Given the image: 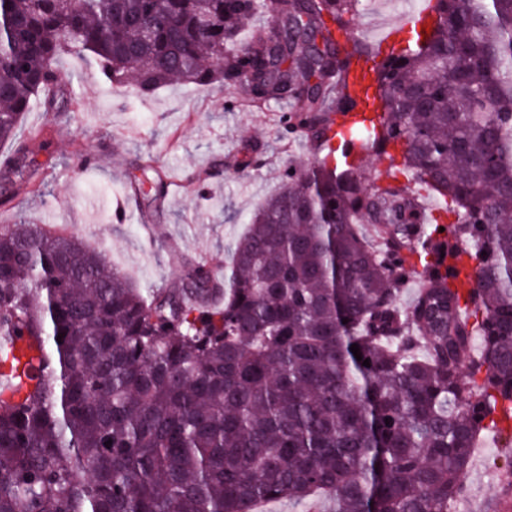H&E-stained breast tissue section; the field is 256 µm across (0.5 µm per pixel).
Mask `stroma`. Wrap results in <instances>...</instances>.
Here are the masks:
<instances>
[{
  "mask_svg": "<svg viewBox=\"0 0 512 512\" xmlns=\"http://www.w3.org/2000/svg\"><path fill=\"white\" fill-rule=\"evenodd\" d=\"M417 8L416 0H362L353 22L374 46L386 26ZM59 68L79 105L56 117L38 105L26 112L19 136L42 128L49 146L36 158L34 191L0 207V228L26 221L70 232L143 287H173L196 262L223 275L230 246L289 163L316 159L303 138L285 134L284 108L248 106L235 89L178 83L144 97L112 83L94 60L65 55ZM253 141L264 145L259 164L239 167ZM140 162L182 187L174 197L139 195L135 217L117 221L109 204L128 191ZM511 453L512 431L485 432L460 512H494Z\"/></svg>",
  "mask_w": 512,
  "mask_h": 512,
  "instance_id": "stroma-1",
  "label": "stroma"
}]
</instances>
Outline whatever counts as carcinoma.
<instances>
[{
	"mask_svg": "<svg viewBox=\"0 0 512 512\" xmlns=\"http://www.w3.org/2000/svg\"><path fill=\"white\" fill-rule=\"evenodd\" d=\"M359 5L0 0L1 206L48 145L16 137L26 112L74 100L64 54L141 95L218 82L285 105V132L323 153L254 211L218 281L196 265L139 288L73 235L0 230V512H255L321 492L331 512H451L464 495L512 406V0H436L428 36L373 71L380 119L345 129L440 200L444 226L333 160L331 130L366 111L333 34ZM450 235L471 288L448 282Z\"/></svg>",
	"mask_w": 512,
	"mask_h": 512,
	"instance_id": "obj_1",
	"label": "carcinoma"
}]
</instances>
